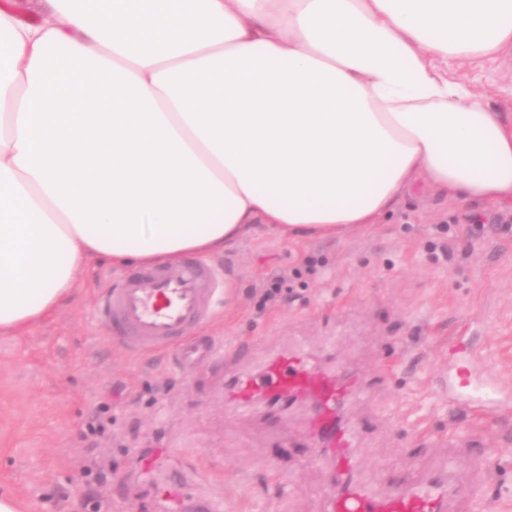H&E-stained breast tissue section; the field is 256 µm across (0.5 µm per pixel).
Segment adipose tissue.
<instances>
[{
	"label": "adipose tissue",
	"instance_id": "ef3b65f1",
	"mask_svg": "<svg viewBox=\"0 0 512 512\" xmlns=\"http://www.w3.org/2000/svg\"><path fill=\"white\" fill-rule=\"evenodd\" d=\"M0 7V333L83 260L342 238L418 182L512 203V120L448 78L512 58V0H34Z\"/></svg>",
	"mask_w": 512,
	"mask_h": 512
}]
</instances>
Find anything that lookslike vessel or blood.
Returning <instances> with one entry per match:
<instances>
[{
  "label": "vessel or blood",
  "mask_w": 512,
  "mask_h": 512,
  "mask_svg": "<svg viewBox=\"0 0 512 512\" xmlns=\"http://www.w3.org/2000/svg\"><path fill=\"white\" fill-rule=\"evenodd\" d=\"M223 286L216 269L201 259L146 267L108 290L97 317L129 351L169 353L181 367L193 368L218 355L216 345L199 331L211 320L214 296ZM261 392L272 398L313 395L325 416L344 396L340 382L292 352L273 360L257 379L240 384L237 395L251 402ZM457 494L455 485L416 477L382 495L360 488L333 493L323 512H453Z\"/></svg>",
  "instance_id": "1"
}]
</instances>
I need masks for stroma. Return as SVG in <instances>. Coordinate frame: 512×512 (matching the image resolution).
<instances>
[{"label": "stroma", "instance_id": "stroma-1", "mask_svg": "<svg viewBox=\"0 0 512 512\" xmlns=\"http://www.w3.org/2000/svg\"><path fill=\"white\" fill-rule=\"evenodd\" d=\"M486 106L512 118V62L464 65ZM313 264H305V257ZM231 284L206 329L242 342L199 369L133 354L95 316L127 276L87 260L70 295L39 322L0 334V492L21 512H168L170 476L187 500L223 512H322L336 451L314 439L311 397L268 414L225 395L277 356L301 351L368 395L338 411L354 479L381 493L451 471L459 512H512V205L446 199L419 185L383 220L342 240L258 229L214 259ZM289 275L278 301L262 292ZM493 382L485 407L449 406L459 366Z\"/></svg>", "mask_w": 512, "mask_h": 512}]
</instances>
